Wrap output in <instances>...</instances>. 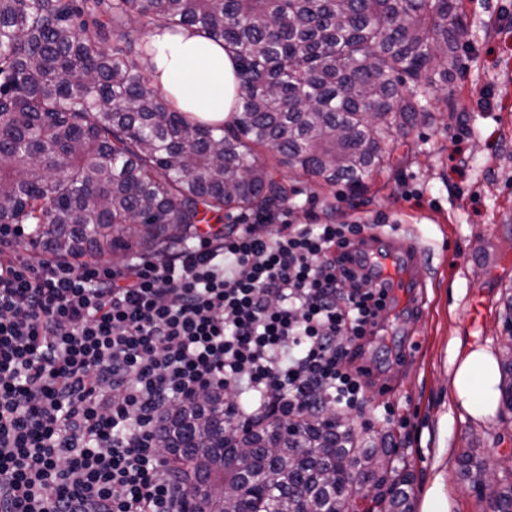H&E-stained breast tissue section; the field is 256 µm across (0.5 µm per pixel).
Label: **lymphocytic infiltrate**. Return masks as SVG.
<instances>
[{"mask_svg":"<svg viewBox=\"0 0 512 512\" xmlns=\"http://www.w3.org/2000/svg\"><path fill=\"white\" fill-rule=\"evenodd\" d=\"M366 224L242 215L118 269L31 264L0 224V512H187L157 446L173 406L344 420L384 288L343 266Z\"/></svg>","mask_w":512,"mask_h":512,"instance_id":"f902f5d3","label":"lymphocytic infiltrate"}]
</instances>
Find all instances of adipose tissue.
<instances>
[{
    "label": "adipose tissue",
    "mask_w": 512,
    "mask_h": 512,
    "mask_svg": "<svg viewBox=\"0 0 512 512\" xmlns=\"http://www.w3.org/2000/svg\"><path fill=\"white\" fill-rule=\"evenodd\" d=\"M149 68L153 84L175 107L211 124L231 120L238 102L234 57L197 28L173 33L158 28L148 38ZM498 368L491 354L471 351L457 366L453 388L456 398L478 419L494 416L497 406Z\"/></svg>",
    "instance_id": "1"
}]
</instances>
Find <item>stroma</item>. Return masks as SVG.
I'll return each mask as SVG.
<instances>
[{"label":"stroma","mask_w":512,"mask_h":512,"mask_svg":"<svg viewBox=\"0 0 512 512\" xmlns=\"http://www.w3.org/2000/svg\"><path fill=\"white\" fill-rule=\"evenodd\" d=\"M464 11L460 66L445 86L450 108L395 141L392 165L370 176L364 192L297 177L272 150L259 151L300 191L289 221H303L309 200L319 222L378 221L429 248L417 269L422 299L398 305L386 333L369 338L361 359L368 387L347 418L360 443L389 438L398 464L414 476L413 512H422L441 470L449 512H490L512 449V414L500 406L494 417L476 419L451 388L471 350L502 359L512 296V0H465ZM406 187L416 197L404 199ZM467 452L491 463L478 493L460 473Z\"/></svg>","instance_id":"obj_1"}]
</instances>
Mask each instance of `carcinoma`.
Returning a JSON list of instances; mask_svg holds the SVG:
<instances>
[{
  "label": "carcinoma",
  "instance_id": "cac0c4a2",
  "mask_svg": "<svg viewBox=\"0 0 512 512\" xmlns=\"http://www.w3.org/2000/svg\"><path fill=\"white\" fill-rule=\"evenodd\" d=\"M195 26L238 63L240 104L220 127L155 87L144 35ZM463 0H0V224H32L59 260L186 238L203 215L288 201L278 163L352 189L383 169L458 67ZM161 447L191 494L223 477L224 512H352L355 475L391 480L376 512H412V474L310 412L239 437L224 400L177 407ZM485 486L486 464L460 459ZM512 512V480L492 497Z\"/></svg>",
  "mask_w": 512,
  "mask_h": 512
}]
</instances>
